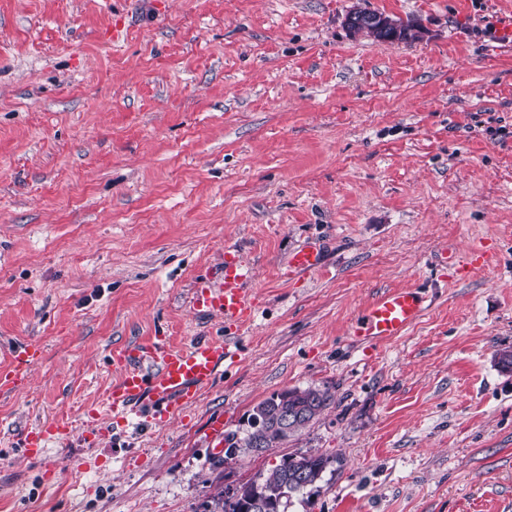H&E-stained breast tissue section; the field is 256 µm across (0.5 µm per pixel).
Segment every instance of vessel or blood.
Segmentation results:
<instances>
[{"label":"vessel or blood","instance_id":"b4317fda","mask_svg":"<svg viewBox=\"0 0 512 512\" xmlns=\"http://www.w3.org/2000/svg\"><path fill=\"white\" fill-rule=\"evenodd\" d=\"M251 269L232 252L224 254V271L218 286H203L191 298L195 312L220 318L226 329L243 327L254 305L244 286ZM419 289L396 288L378 295L353 327L355 337L366 341L392 340L403 336L425 309ZM8 369H0V391L21 384L30 368L42 357L40 348L24 344L7 350ZM228 336L197 340L184 348L164 342L134 344L113 358L120 377L113 384L107 406L113 418L123 419L134 410L144 412L148 424L166 423L179 411L195 405L203 390L211 387L221 367L234 361ZM66 426L44 423L25 433L22 453L43 455L49 442L66 435Z\"/></svg>","mask_w":512,"mask_h":512}]
</instances>
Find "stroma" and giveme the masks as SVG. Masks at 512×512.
<instances>
[{
  "mask_svg": "<svg viewBox=\"0 0 512 512\" xmlns=\"http://www.w3.org/2000/svg\"><path fill=\"white\" fill-rule=\"evenodd\" d=\"M361 7L422 26L382 42ZM512 0H0V512H202L282 456L330 458L287 512H512ZM317 246L321 267L288 263ZM477 248L492 265L450 274ZM252 269L238 357L161 427L103 405L114 351L223 334L189 307ZM418 286L398 339L351 338ZM329 387L279 448L216 463L272 393ZM69 436L45 457L24 432ZM419 288L389 289L378 295L353 327V335L366 341L392 340L403 336L425 309ZM6 354L10 360V366L5 370L0 369V392L21 384L30 368L42 357L40 348L28 344L8 348ZM67 434V426L44 423L32 428L24 434L22 440V453L25 456L38 457L42 456L49 442Z\"/></svg>",
  "mask_w": 512,
  "mask_h": 512,
  "instance_id": "35a3bbf8",
  "label": "stroma"
}]
</instances>
